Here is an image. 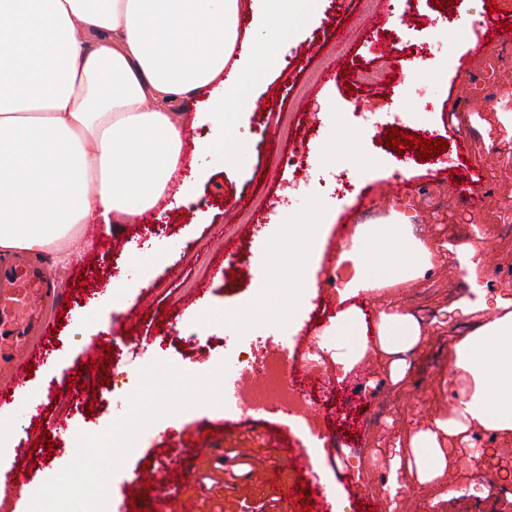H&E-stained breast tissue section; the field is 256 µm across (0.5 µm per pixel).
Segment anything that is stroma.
Returning <instances> with one entry per match:
<instances>
[{"label": "stroma", "mask_w": 512, "mask_h": 512, "mask_svg": "<svg viewBox=\"0 0 512 512\" xmlns=\"http://www.w3.org/2000/svg\"><path fill=\"white\" fill-rule=\"evenodd\" d=\"M501 0H457L441 10L431 0H412L426 23L406 18L407 7L380 28H370L371 13L358 0H306L300 14L285 20L282 41L263 44L259 57L240 62L249 92L245 109L224 114V140L197 158L202 182L197 200L182 207L160 201L148 222L119 218L102 225L98 236L81 235L71 245L66 274L55 275L57 298L44 305L48 333L30 336L27 363L31 395L25 408L11 407L15 429L0 444V470L8 471L20 448H34L22 501L0 500V512H26L29 500L54 499L60 484L74 481L72 454L59 455L37 446L51 418L66 417L89 441L81 453L83 471L93 490L120 485L142 471L143 463L164 469L173 495L164 512H295L302 477L288 461L304 442L300 429L285 417L251 415L243 409L213 405L208 393L181 373V366L201 370L203 363L233 365L235 346L247 336L287 340L304 351L307 337L320 336L329 352L322 373L331 397L315 401L326 412V436L307 444V454L332 512H512V484L498 467L475 465L473 458L450 454L447 480L418 483L411 437L418 428L446 419L466 382L454 366V345L488 317L480 300L494 301L500 283L488 268L495 260L512 271V235L503 231V207L512 202V142L497 114L512 112V67L494 83L482 77L501 52H512V39L490 34L474 45L472 32L491 6ZM391 45L392 55L375 60L371 41ZM424 53L417 78L403 70L407 53ZM348 66L337 83L321 72ZM373 67L381 82L353 84L351 74ZM482 92H474L475 84ZM389 103L380 123L366 127L354 102L377 97ZM265 102L256 111L257 102ZM398 127L426 140L445 139L447 151L420 161L411 148L394 151L383 137ZM468 139L470 150L455 145ZM305 151L310 166L293 174L282 160L292 150ZM349 191L328 194L336 178ZM381 180L401 182L408 233L430 250L428 261L406 279H384L356 296L345 283L357 276L352 243L343 237L347 224L361 225L363 190ZM491 196L483 209L472 208V184ZM232 217H225L226 203ZM287 220H279L280 210ZM331 215L316 241L319 255L338 251L343 287L319 294L320 262L295 264L288 227ZM254 272L240 276L241 268ZM80 277L81 289L71 288ZM146 283L147 298L123 311L110 308L113 279ZM302 298L293 318L281 309L290 291ZM475 312L458 326L443 318L460 302ZM362 307L367 319L398 311L412 315L427 332L423 345L407 352L403 380L392 381L389 357L371 351L351 380L341 359L346 350L326 332L338 311ZM123 321L156 360L133 362L116 386L103 384L95 372L81 371V353L100 322ZM80 376L81 388L61 389L56 370ZM59 395L49 405L48 392ZM134 443L125 450L123 441ZM374 449L380 471L369 481L368 497L351 479L361 463L355 445ZM244 454L247 473L231 477L219 463L224 455Z\"/></svg>", "instance_id": "obj_1"}]
</instances>
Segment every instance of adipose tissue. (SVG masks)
I'll return each instance as SVG.
<instances>
[{
    "instance_id": "1",
    "label": "adipose tissue",
    "mask_w": 512,
    "mask_h": 512,
    "mask_svg": "<svg viewBox=\"0 0 512 512\" xmlns=\"http://www.w3.org/2000/svg\"><path fill=\"white\" fill-rule=\"evenodd\" d=\"M242 30L240 0H0V249L49 251L62 265L83 225L154 208L180 166L187 102L203 101L195 123L220 132L242 101L228 66L251 44ZM354 251L365 283L405 278L428 256L391 225L357 233ZM332 328L349 363L374 347L395 376L425 339L412 316L384 312L372 327L356 305ZM454 354L474 387L448 419L414 433L422 483L445 474L442 439L477 425L512 431V311L491 314Z\"/></svg>"
}]
</instances>
